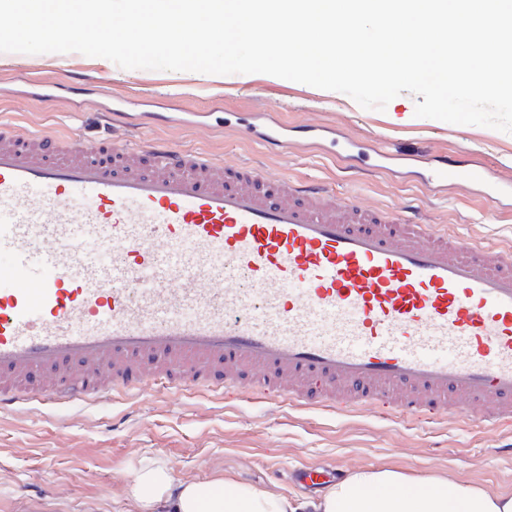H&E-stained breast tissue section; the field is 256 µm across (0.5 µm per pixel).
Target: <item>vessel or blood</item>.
<instances>
[{
	"label": "vessel or blood",
	"mask_w": 512,
	"mask_h": 512,
	"mask_svg": "<svg viewBox=\"0 0 512 512\" xmlns=\"http://www.w3.org/2000/svg\"><path fill=\"white\" fill-rule=\"evenodd\" d=\"M2 254L0 412L197 389L512 429V251L409 208L1 125Z\"/></svg>",
	"instance_id": "1"
}]
</instances>
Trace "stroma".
I'll list each match as a JSON object with an SVG mask.
<instances>
[{"label":"stroma","instance_id":"1","mask_svg":"<svg viewBox=\"0 0 512 512\" xmlns=\"http://www.w3.org/2000/svg\"><path fill=\"white\" fill-rule=\"evenodd\" d=\"M74 73L86 76L87 95L45 102L30 93L32 82H65ZM116 96L156 97L169 112H208L218 104L228 112H275L293 124L342 128L395 153L445 154L458 165L512 179V133L418 117L417 98L408 92L378 111L345 94L268 74L129 70L76 52L0 53L1 122L94 140L108 136L100 112ZM118 135L206 150L229 164L252 162L273 176L323 180L336 197L355 196L379 207L406 204L463 241L512 248V210L462 185L432 193L391 172L347 174L338 160L315 148L271 154L232 128L140 124ZM509 443L507 431L479 428L465 418L421 424L374 411L227 401L201 391L131 393L67 406L26 404L0 413V512H136L131 475L146 461L167 465L179 480L226 478L300 503L317 492L292 474L315 464L346 473L391 470L417 482L465 481L512 495V456L499 452Z\"/></svg>","mask_w":512,"mask_h":512}]
</instances>
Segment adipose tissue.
Listing matches in <instances>:
<instances>
[{"label": "adipose tissue", "instance_id": "ef3b65f1", "mask_svg": "<svg viewBox=\"0 0 512 512\" xmlns=\"http://www.w3.org/2000/svg\"><path fill=\"white\" fill-rule=\"evenodd\" d=\"M138 512H297L287 498L228 480L175 479L167 466L146 462L131 477ZM313 512H512V496L493 495L464 482H435L410 491L404 475L360 469L330 486Z\"/></svg>", "mask_w": 512, "mask_h": 512}]
</instances>
